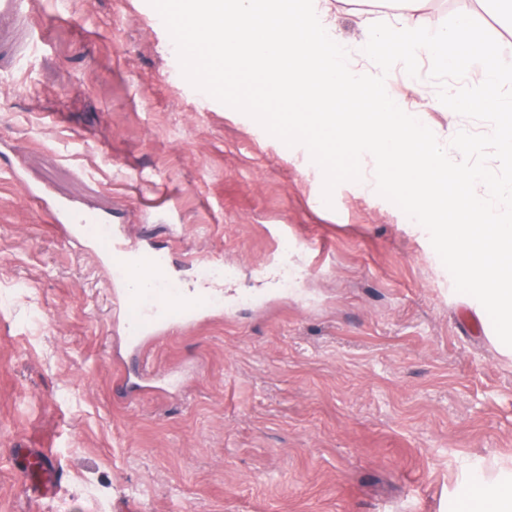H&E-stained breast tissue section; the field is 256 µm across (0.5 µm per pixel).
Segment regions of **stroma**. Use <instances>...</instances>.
<instances>
[{
    "instance_id": "obj_1",
    "label": "stroma",
    "mask_w": 512,
    "mask_h": 512,
    "mask_svg": "<svg viewBox=\"0 0 512 512\" xmlns=\"http://www.w3.org/2000/svg\"><path fill=\"white\" fill-rule=\"evenodd\" d=\"M353 69L371 20L327 0ZM42 44L0 69V512H457L462 480L512 462V360L429 234L375 187L324 204L301 145L194 88L148 0H37ZM431 61L390 96L442 145L490 124L438 109ZM165 247L224 307L136 360L96 247H77L13 168ZM292 228L293 245L270 237ZM232 280L210 279L211 266ZM52 449L39 495L25 451Z\"/></svg>"
}]
</instances>
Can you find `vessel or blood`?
<instances>
[{
  "instance_id": "b4317fda",
  "label": "vessel or blood",
  "mask_w": 512,
  "mask_h": 512,
  "mask_svg": "<svg viewBox=\"0 0 512 512\" xmlns=\"http://www.w3.org/2000/svg\"><path fill=\"white\" fill-rule=\"evenodd\" d=\"M35 14V0H0V50L23 56L37 44ZM29 194L44 202L66 237L94 241L124 311L122 335L129 347L140 350L161 335L194 327L219 308L214 289L175 286L165 251L130 247L112 235L95 208L51 198L43 188Z\"/></svg>"
}]
</instances>
